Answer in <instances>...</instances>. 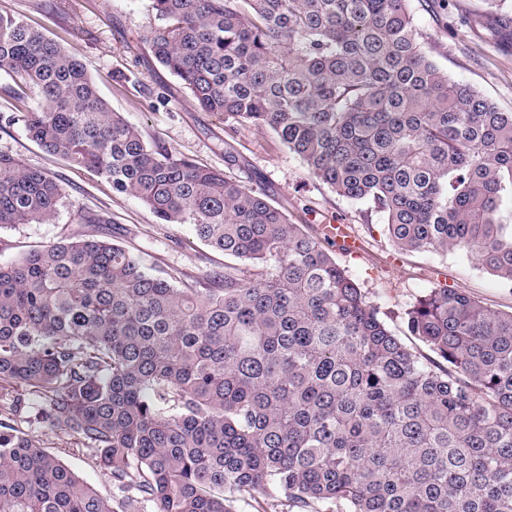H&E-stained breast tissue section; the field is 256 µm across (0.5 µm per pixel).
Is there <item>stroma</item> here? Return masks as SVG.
<instances>
[{
    "mask_svg": "<svg viewBox=\"0 0 512 512\" xmlns=\"http://www.w3.org/2000/svg\"><path fill=\"white\" fill-rule=\"evenodd\" d=\"M407 7L419 42L438 67L512 112V0L499 10L489 0H408ZM0 10L42 28L81 60L112 110L122 113L150 146L264 190L287 208L293 223L345 225L361 248L355 253L336 250V260L385 313L394 331L403 332L405 313L417 299L443 285L512 313V286L481 269L465 252L398 249L381 214L310 176L274 133L229 126L223 116L196 106L148 49L145 37L158 25L150 0H0ZM228 143L234 147L231 161L224 156ZM0 152L46 172L64 193L52 223L0 229V263L49 242L81 237L89 230L83 216L97 213L106 219L100 232L136 248L155 274L194 280L223 273V254L200 242L190 225L159 223L136 199L115 193L93 172L48 153L28 138L22 125L0 128ZM26 431L102 496L111 497L107 472L68 433L44 424Z\"/></svg>",
    "mask_w": 512,
    "mask_h": 512,
    "instance_id": "obj_1",
    "label": "stroma"
}]
</instances>
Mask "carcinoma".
<instances>
[{"instance_id": "carcinoma-1", "label": "carcinoma", "mask_w": 512, "mask_h": 512, "mask_svg": "<svg viewBox=\"0 0 512 512\" xmlns=\"http://www.w3.org/2000/svg\"><path fill=\"white\" fill-rule=\"evenodd\" d=\"M151 53L207 112L273 132L380 213L401 250H461L512 285V112L442 71L407 0H150ZM0 69L46 151L189 224L224 277L177 287L103 235L0 264V512H512V313L432 288L409 348L326 236L264 192L148 145L84 65L0 10ZM46 173L0 153V229L50 224ZM63 430L102 497L16 421ZM39 101L12 73L0 70V113L36 110ZM239 512H264L291 510L287 499L282 494H275L273 497L264 499L262 496L256 498L246 495L238 503Z\"/></svg>"}]
</instances>
